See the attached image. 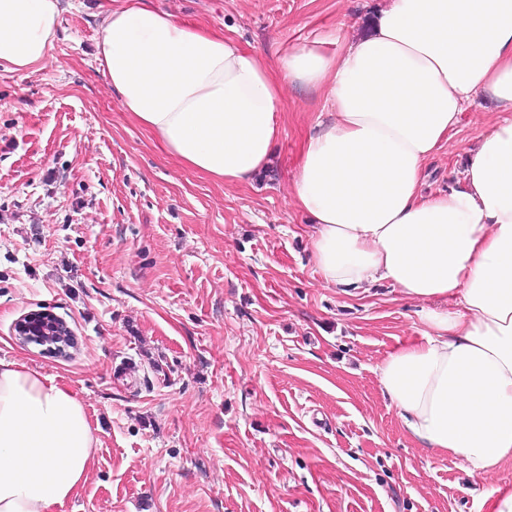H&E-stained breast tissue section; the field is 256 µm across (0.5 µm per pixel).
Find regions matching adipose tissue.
Wrapping results in <instances>:
<instances>
[{"mask_svg":"<svg viewBox=\"0 0 512 512\" xmlns=\"http://www.w3.org/2000/svg\"><path fill=\"white\" fill-rule=\"evenodd\" d=\"M60 0H0V66L48 58ZM96 59L121 106L187 168L225 184L266 167L286 88L324 94L292 197L325 282L386 281L424 330L378 367L410 435L491 478L482 512H512V0H390L368 34L292 45L276 70L223 30L120 0ZM498 113L462 187L421 192L424 166L477 95ZM441 301L451 309L438 310ZM94 430L70 388L0 360V512H57L84 485Z\"/></svg>","mask_w":512,"mask_h":512,"instance_id":"obj_1","label":"adipose tissue"}]
</instances>
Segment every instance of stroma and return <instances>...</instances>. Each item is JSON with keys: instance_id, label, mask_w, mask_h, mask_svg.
I'll list each match as a JSON object with an SVG mask.
<instances>
[{"instance_id": "stroma-1", "label": "stroma", "mask_w": 512, "mask_h": 512, "mask_svg": "<svg viewBox=\"0 0 512 512\" xmlns=\"http://www.w3.org/2000/svg\"><path fill=\"white\" fill-rule=\"evenodd\" d=\"M37 72L0 67V359L66 384L98 447L65 512H480L486 479L407 434L378 366L420 335L386 282L328 286L291 198L321 93L287 89L270 164L226 185L167 154L95 58L103 0H63ZM267 65L368 30L388 0H146ZM480 98L424 172L460 184ZM47 310L72 344L21 342Z\"/></svg>"}]
</instances>
